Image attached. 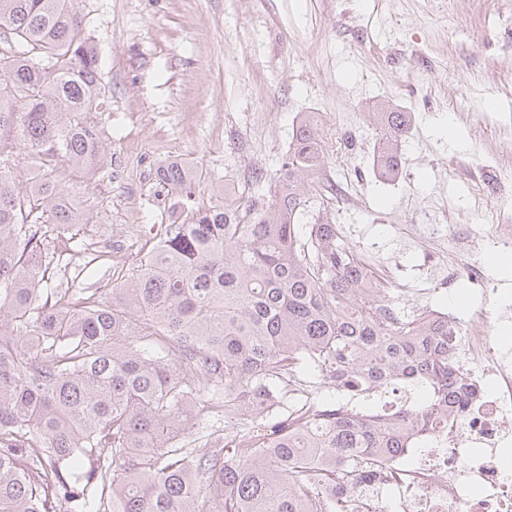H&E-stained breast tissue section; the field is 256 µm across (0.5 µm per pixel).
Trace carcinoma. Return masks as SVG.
Wrapping results in <instances>:
<instances>
[{
    "mask_svg": "<svg viewBox=\"0 0 512 512\" xmlns=\"http://www.w3.org/2000/svg\"><path fill=\"white\" fill-rule=\"evenodd\" d=\"M105 87L73 0H0V512H355L361 477L448 426L459 385L448 317L410 312L322 208L328 152L307 117L268 201L224 194L163 224L109 288H52L88 224L58 166L92 178L112 164L96 120ZM376 164L396 179L412 113H373ZM34 175L22 180L15 150ZM156 179L192 201L202 177L173 161ZM32 224H50L43 248ZM310 392L268 419L284 376ZM424 399L358 410L390 386ZM250 428L179 446L214 414Z\"/></svg>",
    "mask_w": 512,
    "mask_h": 512,
    "instance_id": "carcinoma-1",
    "label": "carcinoma"
}]
</instances>
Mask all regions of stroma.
Wrapping results in <instances>:
<instances>
[{
    "mask_svg": "<svg viewBox=\"0 0 512 512\" xmlns=\"http://www.w3.org/2000/svg\"><path fill=\"white\" fill-rule=\"evenodd\" d=\"M100 61L98 115L112 169L76 184L94 219L76 225L87 251L119 239L138 253L160 224L183 220L178 198L156 181L170 156L203 172L208 205L247 196L269 180L306 112L324 113L328 137L349 140L328 176L343 173L361 207L332 211L347 240L375 259L378 276L408 302L440 260L414 243L418 224L469 228L471 257L496 250V215L476 193L482 165L498 159L496 122L512 115V0H75ZM413 112L399 176L379 182L370 113L380 100ZM454 121L468 148L449 144ZM512 298V275L458 280L427 298L464 314L480 290Z\"/></svg>",
    "mask_w": 512,
    "mask_h": 512,
    "instance_id": "stroma-1",
    "label": "stroma"
}]
</instances>
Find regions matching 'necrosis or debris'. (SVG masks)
<instances>
[{
	"label": "necrosis or debris",
	"mask_w": 512,
	"mask_h": 512,
	"mask_svg": "<svg viewBox=\"0 0 512 512\" xmlns=\"http://www.w3.org/2000/svg\"><path fill=\"white\" fill-rule=\"evenodd\" d=\"M419 233L439 240L442 260L432 282L484 281L480 268L461 260L464 239L430 224ZM511 318L508 309H490L483 300L458 319V374L470 390L462 412L447 431L388 459L363 494L366 512H380L386 501L399 512H512V351L484 334Z\"/></svg>",
	"instance_id": "4bbe7bcc"
}]
</instances>
